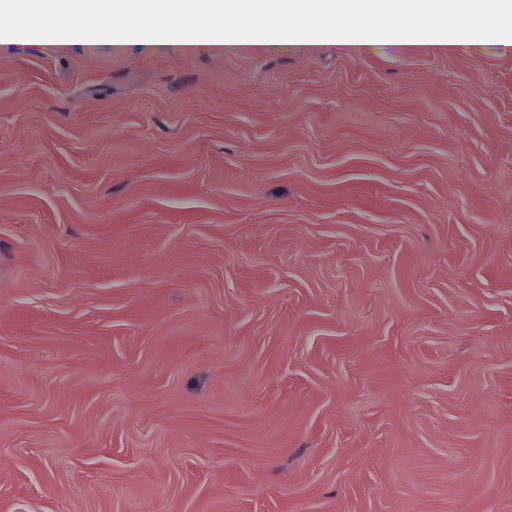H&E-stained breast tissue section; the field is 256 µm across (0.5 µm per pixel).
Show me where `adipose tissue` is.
<instances>
[{
  "instance_id": "ef3b65f1",
  "label": "adipose tissue",
  "mask_w": 512,
  "mask_h": 512,
  "mask_svg": "<svg viewBox=\"0 0 512 512\" xmlns=\"http://www.w3.org/2000/svg\"><path fill=\"white\" fill-rule=\"evenodd\" d=\"M129 25L102 24L111 15L112 0H91L75 7L68 0H36L40 16L63 14L61 23L39 32L22 31L14 43L49 53L66 46L88 53L135 54L143 49L159 53H207L250 48L260 52L306 50L328 42L344 51L466 49L512 47V22L478 34L463 23L429 24L437 0H233L236 24L224 28V0H121ZM285 15L282 24L266 34L253 32L259 9ZM153 15L144 29L133 21Z\"/></svg>"
}]
</instances>
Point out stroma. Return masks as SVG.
<instances>
[{
  "mask_svg": "<svg viewBox=\"0 0 512 512\" xmlns=\"http://www.w3.org/2000/svg\"><path fill=\"white\" fill-rule=\"evenodd\" d=\"M0 512H512V51L0 45Z\"/></svg>",
  "mask_w": 512,
  "mask_h": 512,
  "instance_id": "obj_1",
  "label": "stroma"
}]
</instances>
